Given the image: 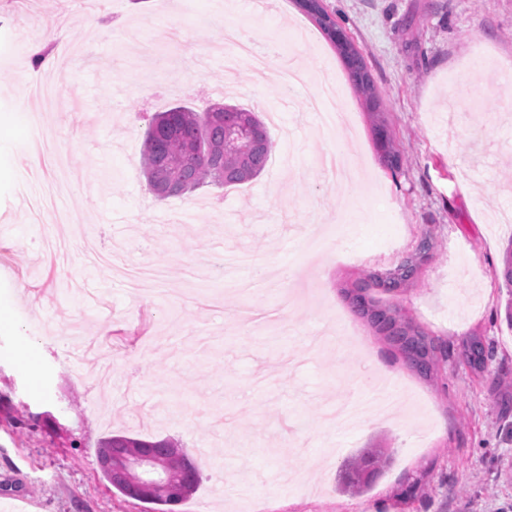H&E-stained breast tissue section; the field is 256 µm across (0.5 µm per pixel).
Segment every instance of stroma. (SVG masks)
Segmentation results:
<instances>
[{"mask_svg": "<svg viewBox=\"0 0 512 512\" xmlns=\"http://www.w3.org/2000/svg\"><path fill=\"white\" fill-rule=\"evenodd\" d=\"M0 0V512H143L97 463L106 437L172 439L202 480L179 512H512V327L495 276L512 240V0H323L362 53L402 162L387 167L344 64L294 0ZM67 16L61 106L24 81L46 16ZM237 29L310 80L291 95L248 62L226 78ZM334 126L308 107L323 84ZM260 113L273 149L258 178L158 198L140 166L147 117L215 100ZM41 125L80 183L29 173ZM343 151L349 180L320 166ZM188 211L193 219L175 222ZM435 246L398 304L448 357L413 371L342 291ZM242 280L256 282L241 293ZM107 335H100L101 325ZM101 342L112 378L71 353ZM491 348L473 374L463 344ZM395 384V410L328 425L326 407ZM388 448L371 486L342 461ZM235 486L219 498L213 487Z\"/></svg>", "mask_w": 512, "mask_h": 512, "instance_id": "35a3bbf8", "label": "stroma"}]
</instances>
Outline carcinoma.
Returning <instances> with one entry per match:
<instances>
[{"mask_svg": "<svg viewBox=\"0 0 512 512\" xmlns=\"http://www.w3.org/2000/svg\"><path fill=\"white\" fill-rule=\"evenodd\" d=\"M294 2L334 45L354 86L368 94L370 113H378L375 87L362 55L355 48L348 53L336 44L333 37L336 21L324 8L323 0H314L309 7L308 0ZM374 132L386 164L391 169L400 167L401 158L391 146L386 124L377 121ZM271 149L264 121L249 110L229 103L216 104L202 113L188 106H174L148 119L141 168L152 190L158 182L187 191L207 184L238 186L265 170ZM417 273L418 263L409 257L386 276L370 273L366 279L384 292L394 293L415 279ZM343 296L409 367L429 380L438 376L444 353L435 337L421 330L400 309L382 304L365 288H345ZM488 357L489 348L481 337L472 336L466 341L465 362L471 371L483 372ZM174 447L176 444L169 439L149 442L113 435L101 441L97 456H103L111 448H120L131 456L149 455L167 464L180 478V493L156 495L148 491L136 500L150 505L151 512H175L174 507L197 489L201 476L188 450H183V457L175 458L171 452ZM388 460L384 448L361 449L344 462L342 485L357 492L365 489Z\"/></svg>", "mask_w": 512, "mask_h": 512, "instance_id": "1", "label": "carcinoma"}]
</instances>
